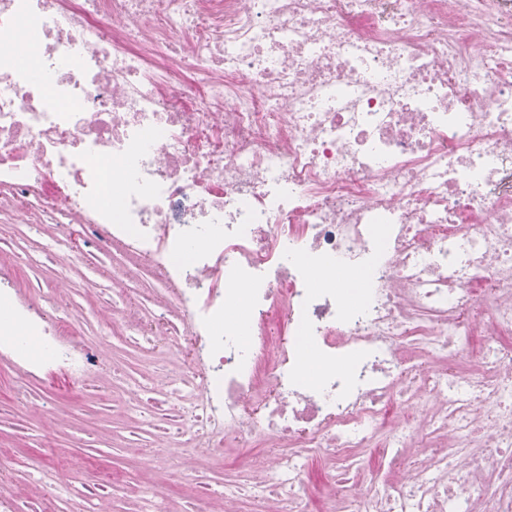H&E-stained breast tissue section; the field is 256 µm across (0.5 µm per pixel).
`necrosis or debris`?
I'll list each match as a JSON object with an SVG mask.
<instances>
[{
  "instance_id": "4bbe7bcc",
  "label": "necrosis or debris",
  "mask_w": 512,
  "mask_h": 512,
  "mask_svg": "<svg viewBox=\"0 0 512 512\" xmlns=\"http://www.w3.org/2000/svg\"><path fill=\"white\" fill-rule=\"evenodd\" d=\"M4 210L80 225L169 312L123 301L89 342L0 288L14 413L55 428L26 387L86 386L142 337L181 362L128 400L168 459L262 447L224 512H308L325 448L399 475L323 512H512V0H0ZM431 434L447 451L403 466Z\"/></svg>"
}]
</instances>
